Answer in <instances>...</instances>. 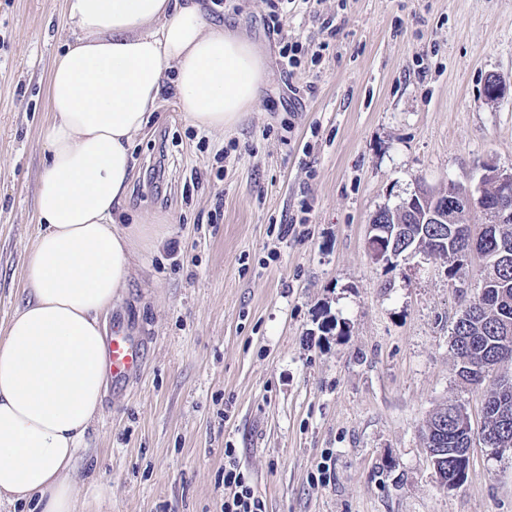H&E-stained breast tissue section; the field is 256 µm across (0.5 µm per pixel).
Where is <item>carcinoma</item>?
Wrapping results in <instances>:
<instances>
[{"instance_id": "cac0c4a2", "label": "carcinoma", "mask_w": 512, "mask_h": 512, "mask_svg": "<svg viewBox=\"0 0 512 512\" xmlns=\"http://www.w3.org/2000/svg\"><path fill=\"white\" fill-rule=\"evenodd\" d=\"M512 241V223L503 228L502 234H483L448 240V249L439 257L448 262V276L457 274L455 263L458 254L474 250L480 254H493L500 248V237ZM485 282L484 306L465 312L460 330L452 335L451 348L457 362V375L471 386L481 385L486 368L512 359V264L502 265L493 273L480 271ZM502 433L512 439V390L490 392L484 401L482 430ZM424 439L435 440L444 449L446 463L454 486L462 485L468 477L469 458L460 449L471 446L472 426L462 406L452 403L438 405L429 414L422 427Z\"/></svg>"}]
</instances>
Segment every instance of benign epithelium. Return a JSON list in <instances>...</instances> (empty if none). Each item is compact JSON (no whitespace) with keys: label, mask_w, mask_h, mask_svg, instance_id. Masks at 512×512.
I'll use <instances>...</instances> for the list:
<instances>
[{"label":"benign epithelium","mask_w":512,"mask_h":512,"mask_svg":"<svg viewBox=\"0 0 512 512\" xmlns=\"http://www.w3.org/2000/svg\"><path fill=\"white\" fill-rule=\"evenodd\" d=\"M488 171L492 176V188L495 191L496 203L485 207L482 202L486 200L484 193L487 185H480L476 190L462 188L452 192L450 208L454 210V219H447L443 210H435V203L441 200L442 195L426 191H418L406 198L401 205L394 209L387 207L379 209L375 216L379 220L369 224L367 248L371 259L385 266H394L400 259L412 256L421 250L413 243L412 238L404 235V225L409 223L407 217L416 215L417 211L425 214V219L442 225L438 235L428 239L433 251L440 250L448 242V235L468 228L469 214L479 209L485 216V223L511 224L512 223V167L500 168L489 165Z\"/></svg>","instance_id":"1"}]
</instances>
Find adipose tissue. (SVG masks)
<instances>
[{
	"label": "adipose tissue",
	"mask_w": 512,
	"mask_h": 512,
	"mask_svg": "<svg viewBox=\"0 0 512 512\" xmlns=\"http://www.w3.org/2000/svg\"><path fill=\"white\" fill-rule=\"evenodd\" d=\"M208 0H65L72 39L55 57L36 188L38 233L26 299L0 336V504L75 512L68 476L99 414L108 370L106 318L132 259L166 223L120 226L146 133L172 78L194 126L246 117L268 80L265 55L214 24Z\"/></svg>",
	"instance_id": "ef3b65f1"
}]
</instances>
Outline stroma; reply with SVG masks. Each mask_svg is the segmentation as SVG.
I'll list each match as a JSON object with an SVG mask.
<instances>
[{"label":"stroma","instance_id":"obj_1","mask_svg":"<svg viewBox=\"0 0 512 512\" xmlns=\"http://www.w3.org/2000/svg\"><path fill=\"white\" fill-rule=\"evenodd\" d=\"M272 3L210 13L268 59L243 122L198 129L168 92L133 144L124 221L164 216L170 234L109 315L145 364L85 433L78 512H221L228 445L267 512H512V454L480 433L512 362L475 388L451 349L481 258L452 278L442 258L386 268L367 249L379 208L512 165V0H300L282 19L305 54L291 78ZM70 37L64 0H0V334L24 297L51 63ZM493 75L508 90L491 101ZM304 204V235L276 240ZM446 401L474 432L449 489L421 435Z\"/></svg>","mask_w":512,"mask_h":512}]
</instances>
